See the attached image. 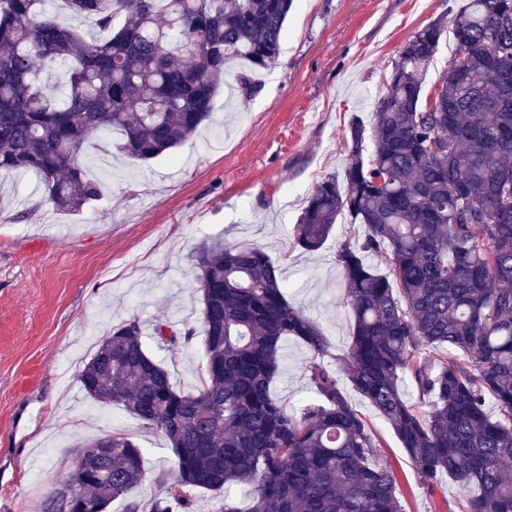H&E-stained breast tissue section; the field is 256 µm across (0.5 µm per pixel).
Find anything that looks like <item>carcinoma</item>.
<instances>
[{"instance_id": "cac0c4a2", "label": "carcinoma", "mask_w": 512, "mask_h": 512, "mask_svg": "<svg viewBox=\"0 0 512 512\" xmlns=\"http://www.w3.org/2000/svg\"><path fill=\"white\" fill-rule=\"evenodd\" d=\"M83 29L43 13L42 0H0V171L39 176L63 212L98 197L80 158L94 142L146 162L175 149L209 117L224 62L265 68L280 52L293 0H64ZM457 51L422 98L446 29ZM512 0H468L403 45L378 99L370 158L357 118L346 130L343 178L307 198L295 226L319 250L338 216L363 235L342 243V304L353 320L342 372L389 424L434 489L462 484L459 512H512ZM119 132V142L109 136ZM389 255V270L367 262ZM206 363L199 387L177 389L135 318L112 328L83 366L87 397L161 431L173 468L144 501L142 445L122 431L78 446L42 512L75 489L96 512H403L382 442L322 361L320 325L287 297L283 271L258 245L203 244ZM158 349L177 361L194 329L163 320ZM304 344L315 399L296 414L271 394L283 343ZM412 385L418 402L404 386ZM81 476L66 483L74 470Z\"/></svg>"}]
</instances>
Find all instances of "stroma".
I'll return each instance as SVG.
<instances>
[{
  "instance_id": "stroma-1",
  "label": "stroma",
  "mask_w": 512,
  "mask_h": 512,
  "mask_svg": "<svg viewBox=\"0 0 512 512\" xmlns=\"http://www.w3.org/2000/svg\"><path fill=\"white\" fill-rule=\"evenodd\" d=\"M463 2L294 0L275 62L256 69L229 59L212 120L170 155L135 163L86 149L101 192L80 211L56 210L35 174L0 173V512H42L74 446L98 437L99 416L138 439L148 472L172 466L164 435L86 397L68 362H88L117 324L134 318L148 331L164 318L197 330L169 368L178 389L195 388L205 345L191 264L203 243L266 246L291 302L327 336L325 364L337 367L352 325L336 251L360 227L341 216L314 254L297 246L294 227L316 183L342 174L351 117L373 127L407 39ZM244 73L256 85L248 97L237 83ZM284 352L271 391L296 410L311 397L312 353L292 340ZM350 398L383 442L404 512L458 505V482L444 476L428 490L385 421L358 393Z\"/></svg>"
}]
</instances>
